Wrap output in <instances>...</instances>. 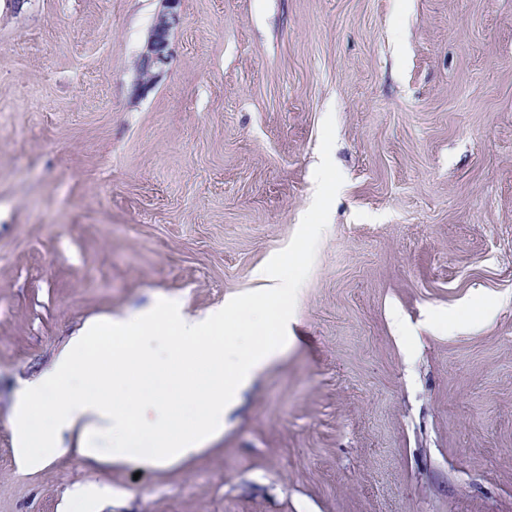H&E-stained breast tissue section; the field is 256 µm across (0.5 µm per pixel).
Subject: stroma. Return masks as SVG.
Wrapping results in <instances>:
<instances>
[{"label": "stroma", "instance_id": "35a3bbf8", "mask_svg": "<svg viewBox=\"0 0 512 512\" xmlns=\"http://www.w3.org/2000/svg\"><path fill=\"white\" fill-rule=\"evenodd\" d=\"M0 0V512H512V0ZM285 270L287 350L176 465L19 469L96 317ZM160 1L163 9L156 16L137 62L139 95L146 94L154 87L172 57L171 32L179 21L177 7L181 0Z\"/></svg>", "mask_w": 512, "mask_h": 512}]
</instances>
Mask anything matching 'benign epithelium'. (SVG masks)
Masks as SVG:
<instances>
[{
    "mask_svg": "<svg viewBox=\"0 0 512 512\" xmlns=\"http://www.w3.org/2000/svg\"><path fill=\"white\" fill-rule=\"evenodd\" d=\"M163 9L157 14L149 37L140 52L137 69V92L146 94L157 82L172 57L171 32L179 21L180 0H161Z\"/></svg>",
    "mask_w": 512,
    "mask_h": 512,
    "instance_id": "7a95c632",
    "label": "benign epithelium"
}]
</instances>
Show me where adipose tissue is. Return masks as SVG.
I'll use <instances>...</instances> for the list:
<instances>
[{"label": "adipose tissue", "mask_w": 512, "mask_h": 512, "mask_svg": "<svg viewBox=\"0 0 512 512\" xmlns=\"http://www.w3.org/2000/svg\"><path fill=\"white\" fill-rule=\"evenodd\" d=\"M258 278L257 295L204 317L165 304L132 320L85 322L14 403L20 468L35 470L72 451L98 463L158 469L202 450L223 431L224 410L238 392L288 346L284 308L295 284L268 271ZM133 330L177 336L176 365L162 366L130 347L93 354L102 333ZM220 330L252 337L234 365H225L223 345L211 339Z\"/></svg>", "instance_id": "adipose-tissue-1"}]
</instances>
